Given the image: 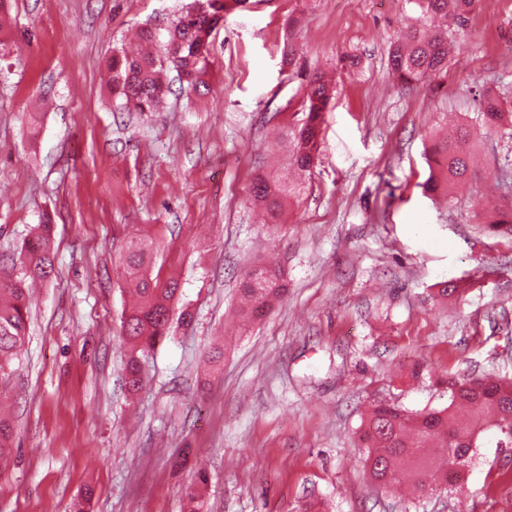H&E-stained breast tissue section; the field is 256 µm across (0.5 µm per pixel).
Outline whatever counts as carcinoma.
I'll return each mask as SVG.
<instances>
[{
    "mask_svg": "<svg viewBox=\"0 0 512 512\" xmlns=\"http://www.w3.org/2000/svg\"><path fill=\"white\" fill-rule=\"evenodd\" d=\"M478 0H418L423 12L461 26ZM245 4V0H193L175 16L167 28L163 53L159 56L128 57L113 55L108 62L112 71L111 92L139 112H159L163 108L168 86L161 71L168 67L177 72L180 84L190 92L199 93L208 87L206 77L211 67L212 36L224 14ZM448 61V43L439 34L418 30L406 32L391 52L393 70L404 82L428 71L442 69ZM330 101L326 84L319 76L307 82L302 109L306 119L301 126L288 127L283 138L288 143L289 158L295 168L308 172L312 156L320 149L323 112ZM479 120L487 130L512 123V107L488 94L479 101ZM428 161L430 175L425 191L453 199L456 190L479 178L472 165L470 130L462 125L432 144ZM300 185H284L270 174L257 175L252 183V197L273 216L284 204L301 194ZM489 232L512 236V212L501 211L479 216ZM52 217L45 213L34 227L31 239L25 242L18 257V275L0 279V386L12 375L13 363L24 344L27 328L25 282L45 280L53 271ZM154 243L132 238L122 255L130 278L135 284L137 300L123 318L124 342L127 347L125 380L128 390L136 392L143 382L141 358L170 329L171 305L178 297L179 283L169 280L160 284L149 270L154 262ZM286 292L280 271L271 267L252 270L239 288V312L249 320ZM451 403L442 410L408 414L395 405L373 406L364 421L362 439L369 452L366 468L370 479L383 486L409 481L417 489L440 488L448 479L428 480L425 449L438 448L445 465L461 468L472 458L475 441L487 432L502 437L512 445V382L489 376L448 377ZM13 426L9 417L0 415V465L13 453ZM184 512H201L203 504L197 486L188 485L183 493Z\"/></svg>",
    "mask_w": 512,
    "mask_h": 512,
    "instance_id": "cac0c4a2",
    "label": "carcinoma"
}]
</instances>
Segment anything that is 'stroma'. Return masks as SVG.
Here are the masks:
<instances>
[{
    "label": "stroma",
    "mask_w": 512,
    "mask_h": 512,
    "mask_svg": "<svg viewBox=\"0 0 512 512\" xmlns=\"http://www.w3.org/2000/svg\"><path fill=\"white\" fill-rule=\"evenodd\" d=\"M190 2H7L0 268L47 212L55 269L30 289L0 391L15 430L0 512H72L88 488L89 512H183L201 472L204 512H512V447L495 435L453 488L424 493L367 481L360 439L371 403L441 409L448 376L512 381V238L470 206L512 207V135L474 138L481 176L455 205L422 188L433 135L474 124L482 90L512 100V0H479L447 31L446 68L409 85L390 52L430 24L416 0H248L218 28L210 93L175 83L162 111L119 107L108 59L144 52L138 30L165 33ZM315 73L333 95L300 177L277 131L302 122ZM269 171L304 186L275 221L250 197ZM134 236L181 296L133 394L119 256ZM260 264L288 292L243 324L238 288ZM443 282L460 295L439 297Z\"/></svg>",
    "instance_id": "stroma-1"
}]
</instances>
